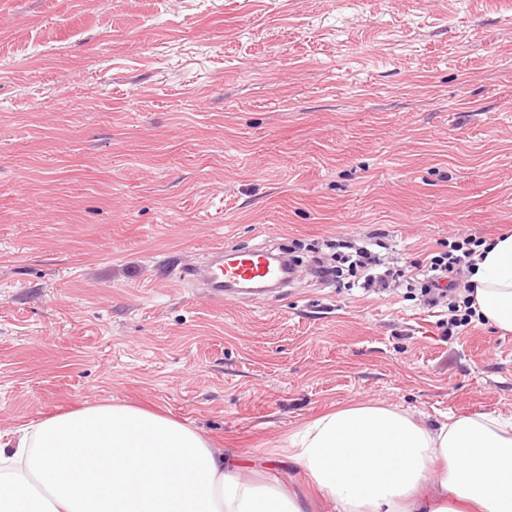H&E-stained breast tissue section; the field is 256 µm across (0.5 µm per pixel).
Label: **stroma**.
<instances>
[{"label": "stroma", "instance_id": "1", "mask_svg": "<svg viewBox=\"0 0 512 512\" xmlns=\"http://www.w3.org/2000/svg\"><path fill=\"white\" fill-rule=\"evenodd\" d=\"M512 231V0H0V432L125 402L335 512L286 443L373 403L512 417V334L419 287L319 277L384 236L410 271ZM287 249L282 295L177 275Z\"/></svg>", "mask_w": 512, "mask_h": 512}]
</instances>
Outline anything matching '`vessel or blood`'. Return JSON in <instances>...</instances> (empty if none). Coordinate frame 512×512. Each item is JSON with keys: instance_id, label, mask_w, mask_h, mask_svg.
I'll return each mask as SVG.
<instances>
[{"instance_id": "1", "label": "vessel or blood", "mask_w": 512, "mask_h": 512, "mask_svg": "<svg viewBox=\"0 0 512 512\" xmlns=\"http://www.w3.org/2000/svg\"><path fill=\"white\" fill-rule=\"evenodd\" d=\"M292 274L291 267L270 259L266 250L239 251L216 247L212 249L207 265L183 271L179 280L202 283L220 302L243 294L245 285L279 286L290 280Z\"/></svg>"}]
</instances>
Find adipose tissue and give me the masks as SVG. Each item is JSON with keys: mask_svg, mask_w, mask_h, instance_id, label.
<instances>
[{"mask_svg": "<svg viewBox=\"0 0 512 512\" xmlns=\"http://www.w3.org/2000/svg\"><path fill=\"white\" fill-rule=\"evenodd\" d=\"M469 285L478 318L512 333V235L483 245ZM336 512H512V419L422 425L358 404L290 439ZM0 512H304L240 475L203 432L123 403L90 404L0 436Z\"/></svg>", "mask_w": 512, "mask_h": 512, "instance_id": "ef3b65f1", "label": "adipose tissue"}]
</instances>
